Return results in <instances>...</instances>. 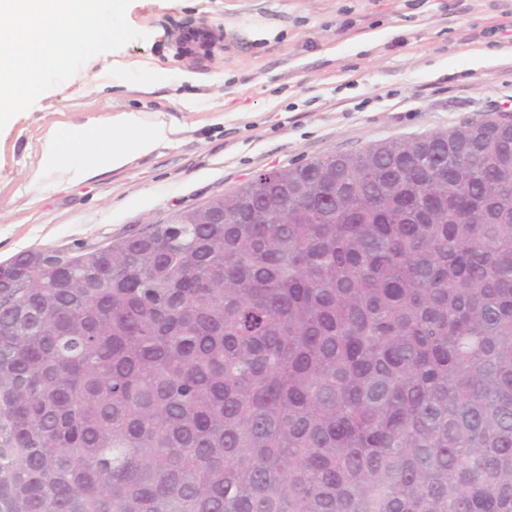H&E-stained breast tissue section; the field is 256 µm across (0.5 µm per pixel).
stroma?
<instances>
[{
  "instance_id": "1",
  "label": "stroma",
  "mask_w": 512,
  "mask_h": 512,
  "mask_svg": "<svg viewBox=\"0 0 512 512\" xmlns=\"http://www.w3.org/2000/svg\"><path fill=\"white\" fill-rule=\"evenodd\" d=\"M126 19L143 39L92 57L0 131L1 262L76 256L266 170L512 114V0H132ZM116 61L130 65L120 87ZM130 110L168 113L177 131L118 170L39 172L49 135L78 154L89 125L107 140L108 117Z\"/></svg>"
}]
</instances>
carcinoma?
I'll use <instances>...</instances> for the list:
<instances>
[{
  "instance_id": "obj_1",
  "label": "carcinoma",
  "mask_w": 512,
  "mask_h": 512,
  "mask_svg": "<svg viewBox=\"0 0 512 512\" xmlns=\"http://www.w3.org/2000/svg\"><path fill=\"white\" fill-rule=\"evenodd\" d=\"M265 181L0 262V512H512V127Z\"/></svg>"
}]
</instances>
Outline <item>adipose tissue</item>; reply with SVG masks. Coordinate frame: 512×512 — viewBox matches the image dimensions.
Masks as SVG:
<instances>
[{
  "label": "adipose tissue",
  "mask_w": 512,
  "mask_h": 512,
  "mask_svg": "<svg viewBox=\"0 0 512 512\" xmlns=\"http://www.w3.org/2000/svg\"><path fill=\"white\" fill-rule=\"evenodd\" d=\"M109 124L112 136L108 143L77 156L67 152L60 136L51 135L43 147V168L66 170L75 180L95 171L116 170L135 158L151 154L175 131L173 118L163 112L150 117L136 111L116 112Z\"/></svg>",
  "instance_id": "1"
}]
</instances>
